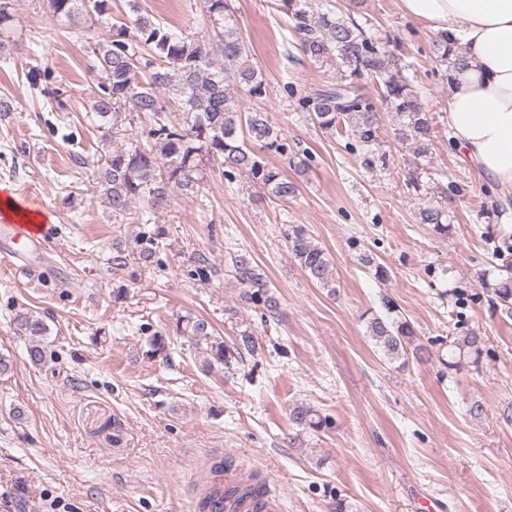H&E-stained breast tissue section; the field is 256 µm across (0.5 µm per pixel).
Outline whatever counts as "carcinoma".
I'll return each mask as SVG.
<instances>
[{
	"mask_svg": "<svg viewBox=\"0 0 512 512\" xmlns=\"http://www.w3.org/2000/svg\"><path fill=\"white\" fill-rule=\"evenodd\" d=\"M16 0H0V46L12 34ZM279 11L290 16L299 35L301 54L313 64H336V81L321 89L301 94L298 108L320 130L338 133L348 139V147L364 151V164L375 162L379 142L377 112L371 96L362 92L367 81L379 87V97L395 114L391 138L398 144L412 142L417 154L428 150L433 117L422 107L406 72L413 63L398 39L370 32L351 16L315 9L312 0H277ZM49 13L70 29H100L99 39L89 45L99 74L95 100L91 106L103 130V167L96 181L115 224H148L170 206V193L192 194L199 187L207 164L222 168L224 179L232 183L244 174L265 190L274 201L286 203L296 197L298 183L267 163L260 151L284 156L286 138L270 121L267 113L240 107L230 86H237L252 99L267 94L268 82L252 61L249 45L233 19L231 0H203L212 25L204 35L176 33L168 24L142 13L138 0H127L128 12L115 20L112 0H46ZM430 51L442 66L452 65L460 72L466 60L439 34ZM173 91L182 104L183 119L173 122L168 115L164 93ZM129 123L147 121L141 139L122 146L112 145L122 132L123 119ZM143 209H137V204ZM446 196L437 205L418 204L420 223L430 224L448 234ZM288 252L308 276L328 292L336 293L333 268L324 250L301 225L286 233ZM155 238L145 232L139 241L138 260L144 266L154 263ZM231 273L243 288L245 300L260 306L269 316L279 313V303L271 292L266 274L255 265L249 253L230 255ZM217 268L204 255L194 258L191 276L207 281ZM491 294L493 310L503 319H512V266L493 282L481 280ZM384 313L367 319V330L385 357L407 359V346L414 337L410 323L395 316V306L383 301ZM24 335L39 339L47 335V325L39 316L24 313L17 318ZM176 334L187 337L191 346L207 345L211 360L206 371L229 369L242 351L255 352L258 340L249 329L240 331L238 342L228 346L215 336L212 324L198 317L176 320ZM485 337L478 331L450 342L454 357L479 359ZM297 435L288 438L294 445L303 432H319L328 425L326 418L307 405H296L289 412ZM261 485H233L224 489V498L242 501L260 493Z\"/></svg>",
	"mask_w": 512,
	"mask_h": 512,
	"instance_id": "cac0c4a2",
	"label": "carcinoma"
}]
</instances>
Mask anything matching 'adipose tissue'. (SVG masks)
Segmentation results:
<instances>
[{
  "instance_id": "ef3b65f1",
  "label": "adipose tissue",
  "mask_w": 512,
  "mask_h": 512,
  "mask_svg": "<svg viewBox=\"0 0 512 512\" xmlns=\"http://www.w3.org/2000/svg\"><path fill=\"white\" fill-rule=\"evenodd\" d=\"M409 18L447 35L468 63L449 82L445 120L480 176L512 189V0H398Z\"/></svg>"
}]
</instances>
